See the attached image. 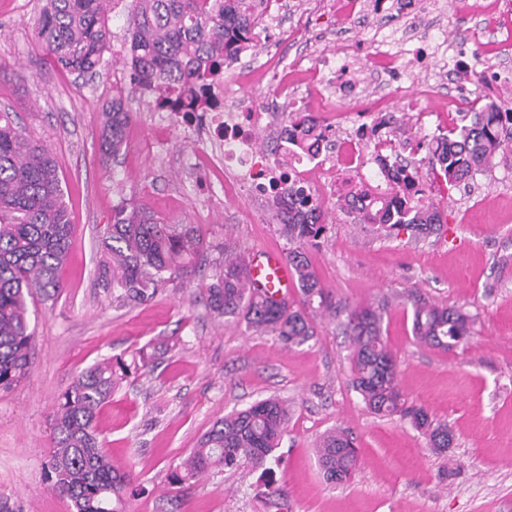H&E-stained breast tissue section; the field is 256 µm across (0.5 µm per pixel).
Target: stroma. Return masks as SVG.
<instances>
[{
  "mask_svg": "<svg viewBox=\"0 0 512 512\" xmlns=\"http://www.w3.org/2000/svg\"><path fill=\"white\" fill-rule=\"evenodd\" d=\"M302 18L269 25L224 70V92L253 103L276 100L279 112H371L390 108L402 123L396 139L416 132L414 115L455 116L454 84L466 70L444 73L422 61L433 29L467 41L483 65L512 66V4L484 0L490 28L474 18V0H413V39L394 67L402 74L388 100L370 76L385 59L373 35L385 14H350L339 0H291ZM45 0H0V110L17 113L30 138L54 156L75 225L54 300L34 298L31 370L0 392V496L16 512H71L48 487L44 463L62 394L86 367L110 358L129 367L98 414L103 450L133 471L138 491L126 512H512V158L468 186L434 195L440 230L417 235L353 223L325 199L327 224L304 255L335 301H387L383 336L398 360L408 404L423 408L454 435L448 452L399 417L368 411L350 386L345 314H315V335L299 347L218 322L204 287L223 246L287 252L269 204L224 191L223 175L201 165L211 143L189 137L153 98L130 83L123 65L134 0H111L110 39L96 74L70 73L39 45L35 25ZM353 53L341 81L358 84L359 100L330 102L314 80L317 57ZM276 51L296 86L281 95L264 63ZM122 94L133 118L117 156L99 149L104 106ZM129 199L169 224H196L211 247L191 278L168 284L152 300L120 307L97 274L98 242L112 208ZM457 307L474 318V337L450 352L417 342L413 303ZM288 403V427L270 470L244 463L185 484L175 466L218 420L254 401ZM348 431L358 467L343 484L327 482L316 444L327 431ZM283 489L270 498L266 487Z\"/></svg>",
  "mask_w": 512,
  "mask_h": 512,
  "instance_id": "obj_1",
  "label": "stroma"
}]
</instances>
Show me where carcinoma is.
<instances>
[{
    "mask_svg": "<svg viewBox=\"0 0 512 512\" xmlns=\"http://www.w3.org/2000/svg\"><path fill=\"white\" fill-rule=\"evenodd\" d=\"M110 0H46L35 35L65 69L94 73L103 63L109 30ZM257 25L254 0H138L126 53L131 83L154 94L162 112H208L211 89L224 67L250 47ZM100 135L103 153L117 155L132 119L122 96L104 108ZM512 143V111L493 102L459 113V122L432 136L425 160L450 185L474 178L495 164ZM395 187L378 194L353 187L346 212L358 224L413 228L422 233L443 223L441 211L425 196V184L412 159L399 162ZM279 231L288 249L304 307L274 300L250 286L251 255L224 250L205 288L207 306L217 319L242 323L275 337L287 347L315 336L307 309H336L297 245L324 231L322 202L291 185L272 200ZM74 224L64 201L58 165L51 152L29 139L12 112H0V390L8 391L31 368L33 331L28 301L34 294L54 300L62 283L58 271L72 243ZM210 243L196 224H164L153 213L122 201L112 208V223L102 239L98 279L120 304H141L170 282L193 272L195 258ZM385 305L346 308L345 332L351 339L352 388L377 415L407 419L428 435L431 447L447 449L453 435L420 408L407 405L397 359L383 342ZM413 334L435 349L452 351L473 336L471 316L456 308L418 302ZM127 375V368L107 359L79 373L62 395L54 415L52 450L44 464L53 493L71 503L73 512H125L133 478L119 471L102 451L97 431L100 408ZM288 405L277 397L258 400L224 416L201 437L196 448L171 473L173 484L234 468L245 461L263 469L287 429ZM318 457L326 479L348 481L357 464L351 435L334 430L320 440Z\"/></svg>",
    "mask_w": 512,
    "mask_h": 512,
    "instance_id": "obj_1",
    "label": "carcinoma"
}]
</instances>
